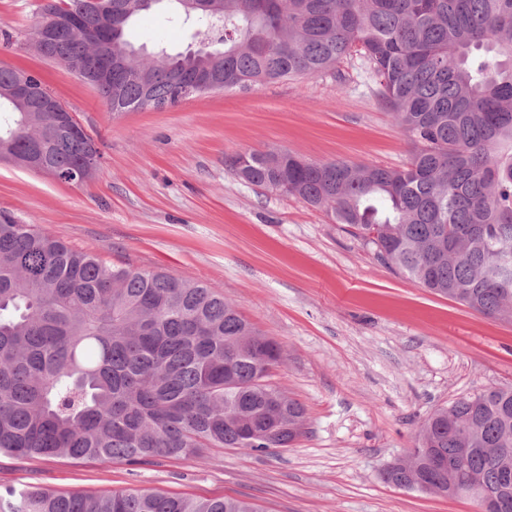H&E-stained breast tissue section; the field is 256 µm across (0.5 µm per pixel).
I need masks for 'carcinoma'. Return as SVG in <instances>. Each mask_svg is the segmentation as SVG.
Instances as JSON below:
<instances>
[{
  "mask_svg": "<svg viewBox=\"0 0 512 512\" xmlns=\"http://www.w3.org/2000/svg\"><path fill=\"white\" fill-rule=\"evenodd\" d=\"M169 20L201 48L112 71L97 92L114 112L174 106L211 70L224 89L335 71L361 55L382 103L415 144L402 169L313 162L287 151L230 159L258 186L325 210L377 258L422 287L490 317H512V0H208ZM128 24L112 51L135 52ZM88 72L91 34L44 48ZM0 66V159L42 151L74 183L94 172L86 132L46 135L51 116L13 93ZM282 350L214 287L107 264L0 214V455L68 456L135 467L209 448L265 453L302 435L304 406L269 381ZM496 489L512 453V389L492 388L431 413L387 483L425 491L424 451ZM0 512H259L233 497L40 488L0 490Z\"/></svg>",
  "mask_w": 512,
  "mask_h": 512,
  "instance_id": "cac0c4a2",
  "label": "carcinoma"
}]
</instances>
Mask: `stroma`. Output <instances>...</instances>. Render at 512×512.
Wrapping results in <instances>:
<instances>
[{
  "instance_id": "stroma-1",
  "label": "stroma",
  "mask_w": 512,
  "mask_h": 512,
  "mask_svg": "<svg viewBox=\"0 0 512 512\" xmlns=\"http://www.w3.org/2000/svg\"><path fill=\"white\" fill-rule=\"evenodd\" d=\"M40 2L0 0V65L41 75L93 136L100 162L92 180L74 184L0 161V213L105 262L219 288L282 346L271 380L304 405L306 425L288 448H212L137 468L1 455L0 490L230 496L262 512H477L472 499L399 489L381 473L436 408L512 388V321L422 288L325 211L246 184L228 164L284 149L404 167L413 145L363 62L115 113L94 87L33 51ZM128 38L171 53L196 44L158 10L138 15Z\"/></svg>"
}]
</instances>
